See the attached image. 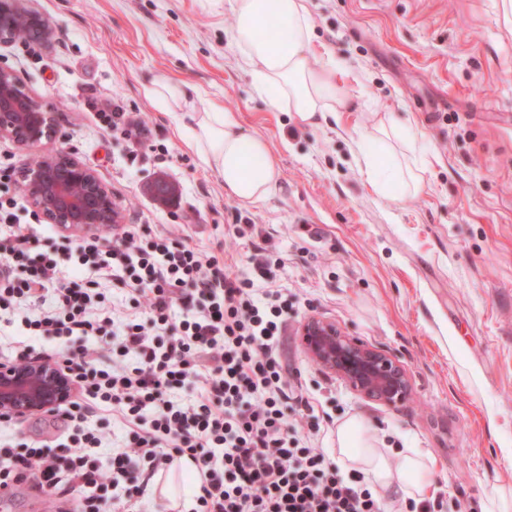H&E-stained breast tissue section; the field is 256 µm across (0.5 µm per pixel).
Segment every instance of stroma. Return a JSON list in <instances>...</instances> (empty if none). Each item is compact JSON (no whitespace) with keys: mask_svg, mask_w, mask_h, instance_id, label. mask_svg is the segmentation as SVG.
Masks as SVG:
<instances>
[{"mask_svg":"<svg viewBox=\"0 0 512 512\" xmlns=\"http://www.w3.org/2000/svg\"><path fill=\"white\" fill-rule=\"evenodd\" d=\"M502 0H306L310 59L339 63L348 111L312 126L269 106L229 45L224 0H24L50 23L49 40L0 45L53 112L62 136L37 147L0 141V163L20 171L48 151L93 169L120 202L126 225L179 229L206 252L235 216L270 237L283 264L275 285L295 303L282 353L316 414V445L361 416L379 450L414 448L435 467L444 512H480L492 491L512 493V19ZM163 78L237 115L264 138L279 190L244 207L189 147V127L147 94ZM148 122L141 144L114 138L99 111ZM393 114L426 159L415 198L378 194L360 148ZM177 186L169 205L148 187ZM336 322L394 355L411 382L391 409L323 374L297 331L309 317ZM63 415L0 425L50 445Z\"/></svg>","mask_w":512,"mask_h":512,"instance_id":"1","label":"stroma"}]
</instances>
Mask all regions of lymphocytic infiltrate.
Masks as SVG:
<instances>
[{
  "label": "lymphocytic infiltrate",
  "instance_id": "1",
  "mask_svg": "<svg viewBox=\"0 0 512 512\" xmlns=\"http://www.w3.org/2000/svg\"><path fill=\"white\" fill-rule=\"evenodd\" d=\"M18 206L0 196V313L33 341H57L77 393L66 441L0 443L1 491L30 481L56 493L51 512H64L72 491L79 512H136L149 481L188 460L193 512H382L362 474L298 436L294 414L309 400L280 352L293 303L274 286L265 242L253 243L244 271L171 230L43 244L15 223ZM105 281L138 316L120 315ZM114 427L122 442L112 449Z\"/></svg>",
  "mask_w": 512,
  "mask_h": 512
}]
</instances>
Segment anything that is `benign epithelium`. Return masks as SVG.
I'll list each match as a JSON object with an SVG mask.
<instances>
[{
	"instance_id": "7a95c632",
	"label": "benign epithelium",
	"mask_w": 512,
	"mask_h": 512,
	"mask_svg": "<svg viewBox=\"0 0 512 512\" xmlns=\"http://www.w3.org/2000/svg\"><path fill=\"white\" fill-rule=\"evenodd\" d=\"M47 40L52 29L44 17L20 7V0H0V45L18 37L21 27ZM60 137L52 113L32 95L17 74L0 68V140L21 147ZM29 206L64 232L92 233L124 223L123 210L94 171L66 152L52 151L19 172ZM298 336L306 354L321 370L344 382L356 395L387 407L403 404L411 392L405 367L335 322L312 317ZM75 384L58 364L32 358L0 364V417L21 419L55 412L70 399Z\"/></svg>"
}]
</instances>
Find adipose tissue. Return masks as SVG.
<instances>
[{
  "label": "adipose tissue",
  "mask_w": 512,
  "mask_h": 512,
  "mask_svg": "<svg viewBox=\"0 0 512 512\" xmlns=\"http://www.w3.org/2000/svg\"><path fill=\"white\" fill-rule=\"evenodd\" d=\"M236 23L229 44L249 69L256 89L271 106L295 113L306 123L346 111L348 97L332 65L313 66L309 57L312 25L305 0H226ZM189 145L215 171L224 191L250 206L275 194L281 178L266 141L243 133L234 113L217 106L190 110ZM375 152L363 155L364 170L376 192L397 188L417 196L423 188L422 147L393 116L382 118L369 135ZM365 423L351 418L337 430L341 462L351 463L375 491L402 499H420L433 471L409 449L386 457L372 448L362 432Z\"/></svg>",
  "instance_id": "1"
}]
</instances>
